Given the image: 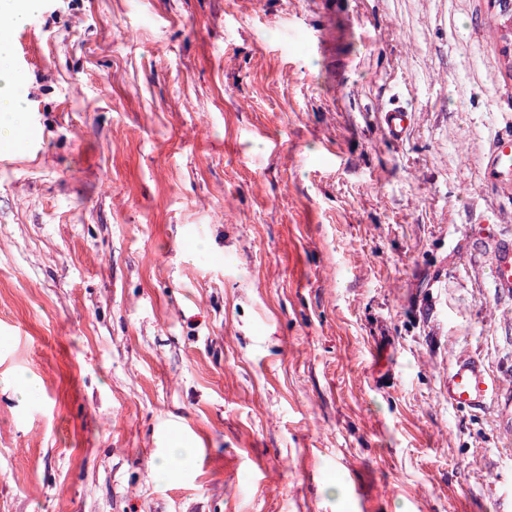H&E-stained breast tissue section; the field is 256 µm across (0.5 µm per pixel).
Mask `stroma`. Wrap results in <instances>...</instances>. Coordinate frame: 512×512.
<instances>
[{
  "instance_id": "obj_1",
  "label": "stroma",
  "mask_w": 512,
  "mask_h": 512,
  "mask_svg": "<svg viewBox=\"0 0 512 512\" xmlns=\"http://www.w3.org/2000/svg\"><path fill=\"white\" fill-rule=\"evenodd\" d=\"M494 12L42 0L0 147V512H512ZM458 355L491 407L449 405ZM381 114L384 132L394 140L402 139L412 122L413 113L404 108H391ZM491 276L499 292H512V241L500 242L492 251Z\"/></svg>"
}]
</instances>
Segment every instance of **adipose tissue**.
<instances>
[{"mask_svg": "<svg viewBox=\"0 0 512 512\" xmlns=\"http://www.w3.org/2000/svg\"><path fill=\"white\" fill-rule=\"evenodd\" d=\"M40 7L41 0H0V143L17 145L23 140L26 100L9 67L12 33Z\"/></svg>", "mask_w": 512, "mask_h": 512, "instance_id": "obj_1", "label": "adipose tissue"}]
</instances>
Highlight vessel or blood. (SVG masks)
Returning <instances> with one entry per match:
<instances>
[{
  "label": "vessel or blood",
  "mask_w": 512,
  "mask_h": 512,
  "mask_svg": "<svg viewBox=\"0 0 512 512\" xmlns=\"http://www.w3.org/2000/svg\"><path fill=\"white\" fill-rule=\"evenodd\" d=\"M413 115L403 108H391L381 115L384 132L399 140L405 135ZM491 276L495 288L512 292V241L499 243L492 252ZM448 403L461 409H481L502 392V382L490 375L478 360L462 356L448 370Z\"/></svg>",
  "instance_id": "obj_1"
}]
</instances>
